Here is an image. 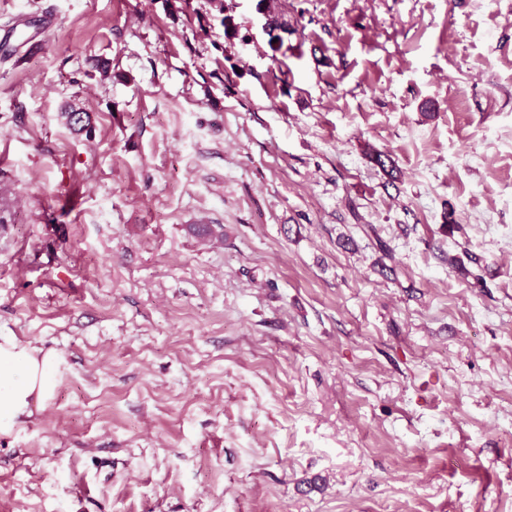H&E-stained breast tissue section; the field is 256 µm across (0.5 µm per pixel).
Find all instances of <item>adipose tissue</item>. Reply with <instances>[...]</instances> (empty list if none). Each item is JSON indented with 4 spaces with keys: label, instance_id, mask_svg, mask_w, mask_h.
<instances>
[{
    "label": "adipose tissue",
    "instance_id": "ef3b65f1",
    "mask_svg": "<svg viewBox=\"0 0 512 512\" xmlns=\"http://www.w3.org/2000/svg\"><path fill=\"white\" fill-rule=\"evenodd\" d=\"M59 355L0 336V435L42 410L53 395Z\"/></svg>",
    "mask_w": 512,
    "mask_h": 512
}]
</instances>
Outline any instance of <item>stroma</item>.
Listing matches in <instances>:
<instances>
[{
  "mask_svg": "<svg viewBox=\"0 0 512 512\" xmlns=\"http://www.w3.org/2000/svg\"><path fill=\"white\" fill-rule=\"evenodd\" d=\"M41 9L0 335L63 363L0 512H512V0Z\"/></svg>",
  "mask_w": 512,
  "mask_h": 512,
  "instance_id": "1",
  "label": "stroma"
}]
</instances>
